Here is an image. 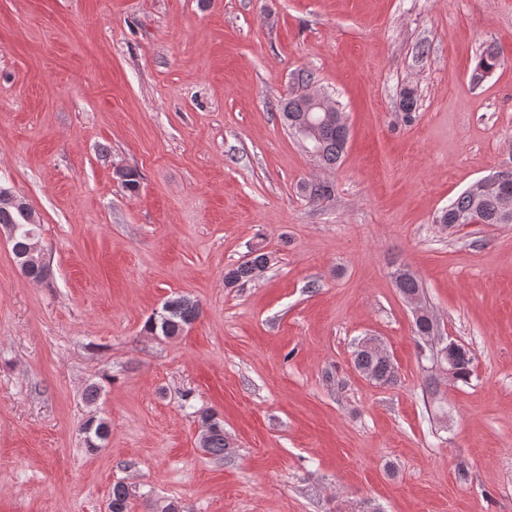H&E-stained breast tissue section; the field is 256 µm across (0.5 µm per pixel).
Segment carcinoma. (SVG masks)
I'll list each match as a JSON object with an SVG mask.
<instances>
[{
	"label": "carcinoma",
	"mask_w": 512,
	"mask_h": 512,
	"mask_svg": "<svg viewBox=\"0 0 512 512\" xmlns=\"http://www.w3.org/2000/svg\"><path fill=\"white\" fill-rule=\"evenodd\" d=\"M501 65L497 52L489 50L482 53L474 69V78L480 80L491 74ZM313 76H301L304 91L289 96L281 105V116L284 124L310 149V153L321 166L332 169L340 165L348 142V127L343 113L337 106L325 108L317 103L318 92L311 89ZM491 189L480 198L474 197V189L470 188L452 200L448 207L437 217L441 224H512V214H504L497 205V197L506 187L512 189V184L506 186L496 180L488 179ZM32 215L30 206L22 201L16 207H0V224L15 229L12 239V253L18 265L27 270V276L40 280L45 275V267L38 264L32 255L31 246L40 232V225L28 223ZM268 263L263 253L256 254L248 260L228 270L224 283L232 286L243 279H251L262 271ZM396 288L404 298L421 297L424 294L421 280L405 269L394 273ZM200 316L199 304L185 296H177L165 301L160 310L154 312L146 322V330L159 336L172 338L181 335ZM436 325L433 317L425 311L415 318L414 333L416 336L433 337ZM421 357L434 363H450L454 372V380L468 382L473 372V357L469 349L453 340L437 349L418 344ZM356 368L372 383L380 386L394 384L396 380L395 366L389 360L372 351L356 345L353 351ZM81 432L87 447L94 450L101 448L109 436L107 419L90 418ZM227 446L224 428L210 431L208 437L201 443L207 453L220 457ZM130 493L122 483L112 486L109 501V512H130Z\"/></svg>",
	"instance_id": "obj_1"
}]
</instances>
